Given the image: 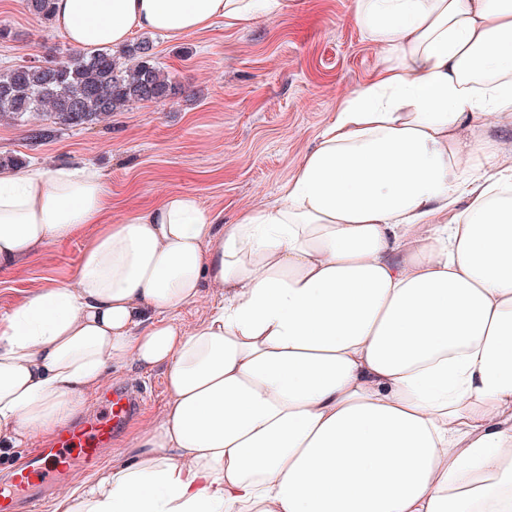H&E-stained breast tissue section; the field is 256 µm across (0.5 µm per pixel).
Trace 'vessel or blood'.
<instances>
[{
    "mask_svg": "<svg viewBox=\"0 0 512 512\" xmlns=\"http://www.w3.org/2000/svg\"><path fill=\"white\" fill-rule=\"evenodd\" d=\"M139 411L138 396L115 385L99 415L57 433L44 447L29 449L18 459L12 480L0 484V512H38L49 487H62L74 466L94 468Z\"/></svg>",
    "mask_w": 512,
    "mask_h": 512,
    "instance_id": "vessel-or-blood-1",
    "label": "vessel or blood"
}]
</instances>
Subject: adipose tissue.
Here are the masks:
<instances>
[{
    "instance_id": "obj_1",
    "label": "adipose tissue",
    "mask_w": 512,
    "mask_h": 512,
    "mask_svg": "<svg viewBox=\"0 0 512 512\" xmlns=\"http://www.w3.org/2000/svg\"><path fill=\"white\" fill-rule=\"evenodd\" d=\"M285 0H52L88 52ZM382 68L271 204L189 193L108 218L92 164L0 169V272L101 225L73 281L0 317V447L106 372L163 368V417L55 512H512V0H356ZM193 328L170 319L204 288ZM218 300L219 296L214 288H204L196 303L177 310L174 315L190 328L202 320L218 303Z\"/></svg>"
}]
</instances>
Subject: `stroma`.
<instances>
[{
    "mask_svg": "<svg viewBox=\"0 0 512 512\" xmlns=\"http://www.w3.org/2000/svg\"><path fill=\"white\" fill-rule=\"evenodd\" d=\"M0 69L58 59L68 48L52 22L32 15L26 0H0ZM156 56L180 94L145 102L85 128L55 125L43 115L0 120V157L27 167L90 163L104 173L119 216L191 193L235 223L273 201L317 143L346 97L379 68L375 44L359 28L355 0H288L276 16L209 29L172 41L153 36ZM45 138H34L35 130ZM86 224L38 246L0 274V316L53 281L73 279L98 235ZM110 381L145 386L146 407L112 445L113 458L164 411L162 370L126 368Z\"/></svg>",
    "mask_w": 512,
    "mask_h": 512,
    "instance_id": "1",
    "label": "stroma"
}]
</instances>
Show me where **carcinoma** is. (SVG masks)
I'll list each match as a JSON object with an SVG mask.
<instances>
[{
	"label": "carcinoma",
	"instance_id": "carcinoma-1",
	"mask_svg": "<svg viewBox=\"0 0 512 512\" xmlns=\"http://www.w3.org/2000/svg\"><path fill=\"white\" fill-rule=\"evenodd\" d=\"M177 86L147 37L119 50L71 51L50 65L19 64L0 71V117L44 114L52 123L92 125L141 102H164Z\"/></svg>",
	"mask_w": 512,
	"mask_h": 512
}]
</instances>
